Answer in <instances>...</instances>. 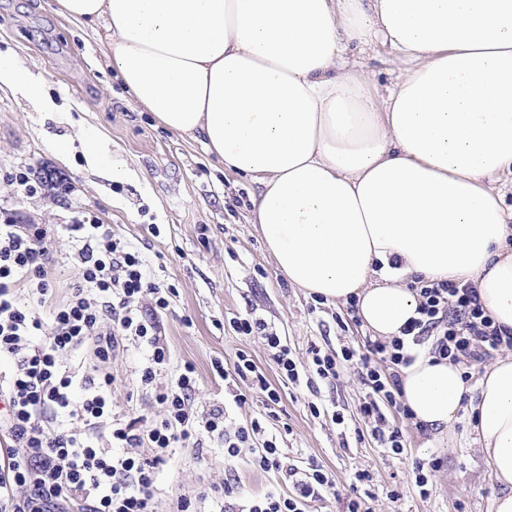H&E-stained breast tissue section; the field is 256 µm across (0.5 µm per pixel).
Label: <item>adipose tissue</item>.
<instances>
[{
	"label": "adipose tissue",
	"instance_id": "adipose-tissue-1",
	"mask_svg": "<svg viewBox=\"0 0 512 512\" xmlns=\"http://www.w3.org/2000/svg\"><path fill=\"white\" fill-rule=\"evenodd\" d=\"M102 26L100 52L142 110L260 187L277 270L356 299L373 337L417 315L415 279L473 284L512 330V0H57ZM383 40L388 86L347 67ZM421 351L402 401L432 433L469 411L512 512V350L476 382Z\"/></svg>",
	"mask_w": 512,
	"mask_h": 512
}]
</instances>
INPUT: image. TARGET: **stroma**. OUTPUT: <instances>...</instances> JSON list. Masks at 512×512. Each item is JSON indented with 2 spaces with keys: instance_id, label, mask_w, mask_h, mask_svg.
Returning a JSON list of instances; mask_svg holds the SVG:
<instances>
[{
  "instance_id": "35a3bbf8",
  "label": "stroma",
  "mask_w": 512,
  "mask_h": 512,
  "mask_svg": "<svg viewBox=\"0 0 512 512\" xmlns=\"http://www.w3.org/2000/svg\"><path fill=\"white\" fill-rule=\"evenodd\" d=\"M0 58L27 72L39 90L33 96L0 85V212L19 224L47 226L48 248L63 272L58 299L67 297L79 271L74 255L80 244L69 225L83 218L109 225L150 260L161 280L177 288L161 318L170 363L158 372V383L192 363L201 411L224 406L229 393L213 364L232 363L246 350L281 394L277 412L289 427L283 448L292 464H317L341 487L355 470H369L376 512H488L499 488L483 463L467 411L438 438L390 414L406 440L405 451L394 454L363 435L358 408L365 388L353 373L315 391L286 384L263 344L235 332L231 319L251 314L299 350L311 341L327 349L344 343L358 347L368 336L346 306L316 301L277 272L253 222L250 198L257 185L224 168L200 142L167 130L142 111L100 53L92 26L60 14L56 0H0ZM46 100L52 110L43 109ZM88 130L119 176L89 164L83 144ZM17 172L38 180L51 176L59 184L27 195L9 180ZM147 354L145 346L129 341L104 364L114 378V417L158 415L150 391L138 380ZM313 397L325 415L316 418L307 411L305 403ZM334 411L343 414L344 424L332 421ZM432 458L442 466L424 499L412 487L410 472L413 461ZM227 480L246 498L273 477L244 462L226 469L216 437L199 455L175 449L157 474L156 510L171 512L176 495L200 483ZM394 489L402 494L395 502L388 497Z\"/></svg>"
}]
</instances>
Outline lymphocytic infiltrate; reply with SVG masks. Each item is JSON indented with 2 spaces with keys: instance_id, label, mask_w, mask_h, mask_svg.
Masks as SVG:
<instances>
[{
  "instance_id": "f902f5d3",
  "label": "lymphocytic infiltrate",
  "mask_w": 512,
  "mask_h": 512,
  "mask_svg": "<svg viewBox=\"0 0 512 512\" xmlns=\"http://www.w3.org/2000/svg\"><path fill=\"white\" fill-rule=\"evenodd\" d=\"M75 230L83 242L80 276L60 301L48 275L46 229L0 218V358L11 362L0 374V399L7 403L0 413V512H70L76 502L83 512H155L156 473L173 449L200 451L214 436L224 440L225 460H248L277 474L279 484L243 501L232 485L202 487L178 496L174 512H201L208 502L220 512H307L311 501L332 490L330 473L315 464H289L270 434L281 395L247 351H239L232 364H214L236 407L262 395L264 413L245 422H233L223 408L198 414L192 363L157 385L170 352L155 316L169 309L175 287L156 278L148 260L108 225L83 221ZM21 288L29 290L30 305L20 304ZM412 288L419 296L418 316L402 337L370 339L358 348L345 343L328 352L310 342L299 351L257 316L233 318L231 325L242 337L261 340L283 381L297 385L311 373L331 384L353 372L366 389L359 405L366 430L380 447L400 454L405 438L387 414L412 417L401 400L400 375L418 349L428 347L467 366L512 349V333L495 325L472 286L418 279ZM130 339L149 349L139 377L154 390L158 418L125 422L112 415L113 379L101 365ZM84 347L94 367L78 379L63 361ZM77 385L84 391L78 402L72 399ZM287 481L289 494L280 488Z\"/></svg>"
}]
</instances>
